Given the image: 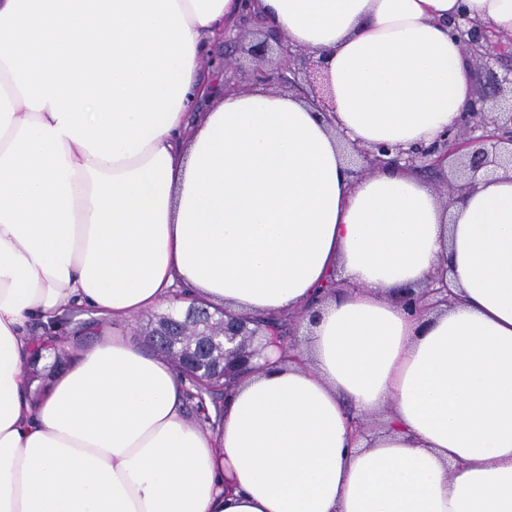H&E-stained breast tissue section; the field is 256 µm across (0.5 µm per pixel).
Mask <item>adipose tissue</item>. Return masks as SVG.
<instances>
[{
  "label": "adipose tissue",
  "mask_w": 512,
  "mask_h": 512,
  "mask_svg": "<svg viewBox=\"0 0 512 512\" xmlns=\"http://www.w3.org/2000/svg\"><path fill=\"white\" fill-rule=\"evenodd\" d=\"M253 10L316 51L330 116L202 77ZM462 13L512 33V0H0V512H512V175L447 211L342 150L456 124ZM443 259L450 307L391 300ZM177 284L317 312L300 362L238 383L213 433L116 329ZM73 307L100 339L58 338L73 360L33 397L30 326Z\"/></svg>",
  "instance_id": "obj_1"
}]
</instances>
